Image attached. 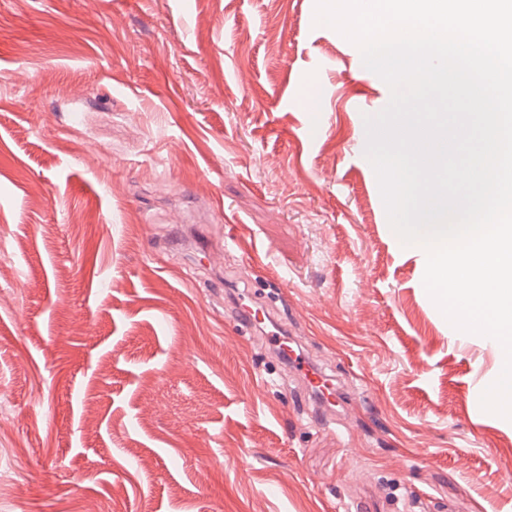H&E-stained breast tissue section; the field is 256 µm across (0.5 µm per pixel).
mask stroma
Wrapping results in <instances>:
<instances>
[{"label": "stroma", "mask_w": 512, "mask_h": 512, "mask_svg": "<svg viewBox=\"0 0 512 512\" xmlns=\"http://www.w3.org/2000/svg\"><path fill=\"white\" fill-rule=\"evenodd\" d=\"M314 10L0 0V512H512V421L468 397L496 348L400 248L365 157L390 89ZM281 284L353 392L334 425L224 318Z\"/></svg>", "instance_id": "stroma-1"}]
</instances>
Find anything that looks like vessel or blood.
I'll return each mask as SVG.
<instances>
[{
	"label": "vessel or blood",
	"mask_w": 512,
	"mask_h": 512,
	"mask_svg": "<svg viewBox=\"0 0 512 512\" xmlns=\"http://www.w3.org/2000/svg\"><path fill=\"white\" fill-rule=\"evenodd\" d=\"M232 320L236 328L260 334L268 350L281 358L300 383L303 396L313 399L323 414L340 412L351 396L342 381L330 374L296 341L275 310L258 302L250 292L239 293L232 303Z\"/></svg>",
	"instance_id": "vessel-or-blood-1"
}]
</instances>
